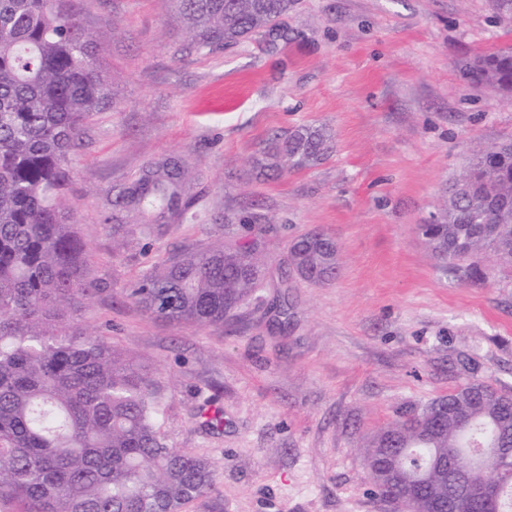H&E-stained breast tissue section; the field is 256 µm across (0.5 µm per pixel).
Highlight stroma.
Instances as JSON below:
<instances>
[{
  "label": "stroma",
  "mask_w": 512,
  "mask_h": 512,
  "mask_svg": "<svg viewBox=\"0 0 512 512\" xmlns=\"http://www.w3.org/2000/svg\"><path fill=\"white\" fill-rule=\"evenodd\" d=\"M78 7L107 36L115 92L68 158L65 199L93 253L80 321L150 373L163 441L209 463L215 492L182 512H392L363 464L373 436L472 376L512 388V267L487 253L485 280L441 272L416 234L472 155L512 139V93L460 69L512 45V13L494 0H294L287 40L203 54L185 48L168 0ZM302 125L333 152L258 177L267 140ZM165 156L197 174L185 218L116 223V196ZM251 224L268 227L269 274L229 329L175 326L127 298L162 260ZM317 227L336 241L335 279L282 275L291 241Z\"/></svg>",
  "instance_id": "stroma-1"
}]
</instances>
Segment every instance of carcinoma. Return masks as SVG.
Listing matches in <instances>:
<instances>
[{
    "instance_id": "cac0c4a2",
    "label": "carcinoma",
    "mask_w": 512,
    "mask_h": 512,
    "mask_svg": "<svg viewBox=\"0 0 512 512\" xmlns=\"http://www.w3.org/2000/svg\"><path fill=\"white\" fill-rule=\"evenodd\" d=\"M293 0H171L189 48L213 53L278 24ZM71 0H0V512H181L214 491L208 463L161 441L152 380L77 322L93 292L77 212L62 202L68 155L83 127L114 104L99 51ZM467 76L512 93V47L480 55ZM333 149L301 127L267 144L260 171L302 169ZM194 172L170 158L145 166L115 201L126 224H176L193 204ZM512 141L475 154L467 180L418 234L440 264L478 279L490 252L512 264ZM255 240L172 256L129 297L149 316L224 328L266 269ZM302 278L332 279L337 245L312 230L290 245ZM396 443L403 465L370 474L402 512L434 495L449 512H512V388L473 378L388 424L364 462ZM494 482L486 500L467 489Z\"/></svg>"
}]
</instances>
